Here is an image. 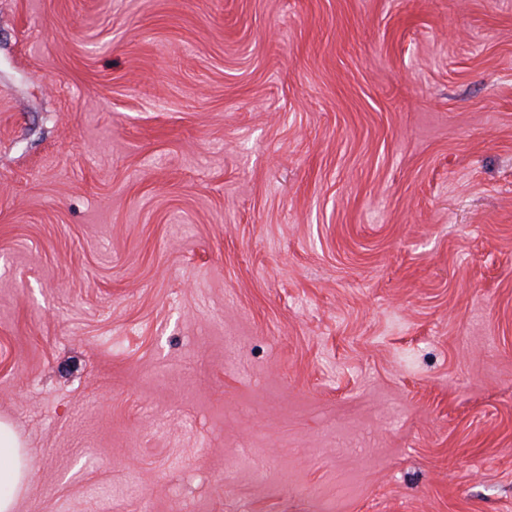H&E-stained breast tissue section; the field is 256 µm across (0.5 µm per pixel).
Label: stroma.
I'll use <instances>...</instances> for the list:
<instances>
[{
	"label": "stroma",
	"mask_w": 512,
	"mask_h": 512,
	"mask_svg": "<svg viewBox=\"0 0 512 512\" xmlns=\"http://www.w3.org/2000/svg\"><path fill=\"white\" fill-rule=\"evenodd\" d=\"M15 512H512V0H0Z\"/></svg>",
	"instance_id": "35a3bbf8"
}]
</instances>
